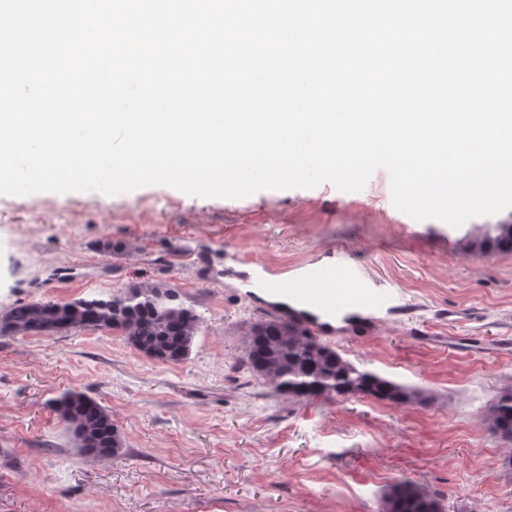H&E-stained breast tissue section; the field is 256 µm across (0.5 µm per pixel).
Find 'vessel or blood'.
Returning <instances> with one entry per match:
<instances>
[{"mask_svg":"<svg viewBox=\"0 0 512 512\" xmlns=\"http://www.w3.org/2000/svg\"><path fill=\"white\" fill-rule=\"evenodd\" d=\"M268 289L304 303L296 317L318 327L320 315L343 316L349 332L369 329L380 315L399 314L402 298L393 286L375 279L345 246L332 248L327 262L310 264L302 273L268 282Z\"/></svg>","mask_w":512,"mask_h":512,"instance_id":"1","label":"vessel or blood"}]
</instances>
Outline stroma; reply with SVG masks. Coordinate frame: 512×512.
<instances>
[{"label": "stroma", "mask_w": 512, "mask_h": 512, "mask_svg": "<svg viewBox=\"0 0 512 512\" xmlns=\"http://www.w3.org/2000/svg\"><path fill=\"white\" fill-rule=\"evenodd\" d=\"M495 224H512V208L458 228L413 219L382 169L358 192L325 182L242 199L164 185L0 196V317L144 280L177 289L200 317L179 364L109 329L0 335V512H379L402 481L441 512H512V442L484 420L512 389V343L496 344L512 340V253L476 245ZM334 246L355 249L407 311L364 336L326 328L321 339L425 402H298L243 365L249 328L285 312L245 275L283 279ZM452 335L484 346L449 348ZM68 390L108 410L117 455L75 447L51 406Z\"/></svg>", "instance_id": "35a3bbf8"}]
</instances>
